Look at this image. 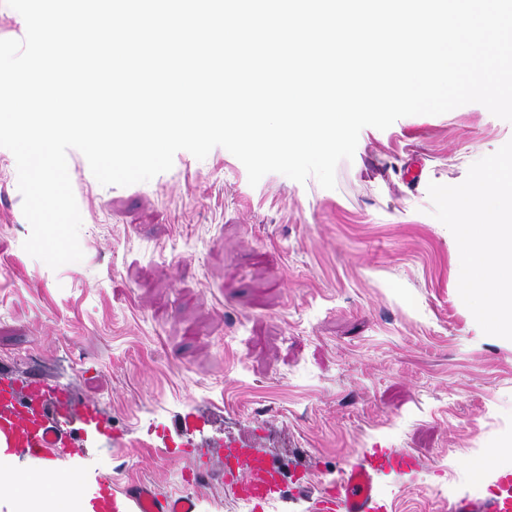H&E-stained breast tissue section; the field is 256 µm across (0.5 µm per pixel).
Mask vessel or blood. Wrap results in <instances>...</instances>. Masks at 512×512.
<instances>
[{"label":"vessel or blood","mask_w":512,"mask_h":512,"mask_svg":"<svg viewBox=\"0 0 512 512\" xmlns=\"http://www.w3.org/2000/svg\"><path fill=\"white\" fill-rule=\"evenodd\" d=\"M80 419L83 433L73 438L71 419ZM112 423L97 406L75 403L68 385L56 380L0 377V453L25 458L41 470L60 465L70 469L72 486L62 493L60 512H200L191 495H174L136 484L113 488L87 457V444L111 435ZM210 451L190 449L187 480L205 476ZM420 462L410 448H373L346 465L340 479L322 485L312 499L314 512H391L380 486L382 478H410ZM224 483L251 512H265L285 491V475L265 454L249 445L224 450ZM448 512H512V468L495 471L479 497L460 496Z\"/></svg>","instance_id":"vessel-or-blood-1"}]
</instances>
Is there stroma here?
Returning <instances> with one entry per match:
<instances>
[{
  "label": "stroma",
  "mask_w": 512,
  "mask_h": 512,
  "mask_svg": "<svg viewBox=\"0 0 512 512\" xmlns=\"http://www.w3.org/2000/svg\"><path fill=\"white\" fill-rule=\"evenodd\" d=\"M512 140L469 103L363 128L336 187L270 173L250 185L222 147L101 186L78 150L68 172L82 261L27 254L12 153L0 148V375L65 382L97 405L91 441L115 486L189 490L203 512H250L214 477L183 482L179 449L249 443L288 482L267 512H310L298 489L370 448H412L394 512H446L512 466V341L484 335L458 294L460 256L427 186L460 184ZM495 449L491 466L473 461Z\"/></svg>",
  "instance_id": "35a3bbf8"
}]
</instances>
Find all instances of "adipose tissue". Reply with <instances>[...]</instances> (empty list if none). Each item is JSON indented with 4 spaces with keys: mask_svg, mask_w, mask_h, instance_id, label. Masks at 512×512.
I'll list each match as a JSON object with an SVG mask.
<instances>
[{
    "mask_svg": "<svg viewBox=\"0 0 512 512\" xmlns=\"http://www.w3.org/2000/svg\"><path fill=\"white\" fill-rule=\"evenodd\" d=\"M65 480L34 473L19 479L16 469L0 467V512H57Z\"/></svg>",
    "mask_w": 512,
    "mask_h": 512,
    "instance_id": "ef3b65f1",
    "label": "adipose tissue"
}]
</instances>
